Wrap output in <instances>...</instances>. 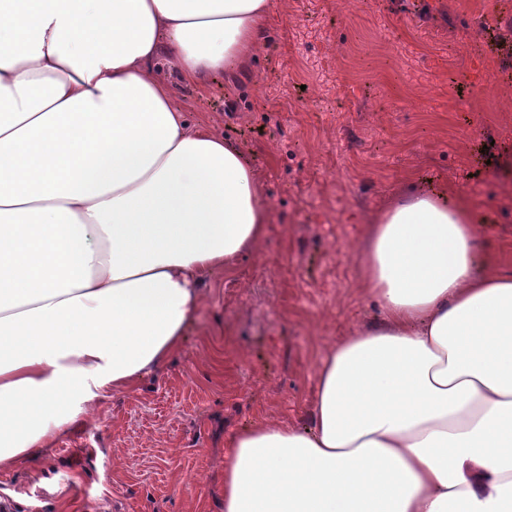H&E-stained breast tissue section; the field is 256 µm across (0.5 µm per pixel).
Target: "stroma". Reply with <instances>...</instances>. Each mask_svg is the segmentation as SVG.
<instances>
[{
  "label": "stroma",
  "instance_id": "stroma-1",
  "mask_svg": "<svg viewBox=\"0 0 512 512\" xmlns=\"http://www.w3.org/2000/svg\"><path fill=\"white\" fill-rule=\"evenodd\" d=\"M162 76L254 171L267 235L163 371L0 472L13 512H223L225 439L307 428L321 354L376 323L357 252L400 192L465 193L512 270V0H273L246 69Z\"/></svg>",
  "mask_w": 512,
  "mask_h": 512
}]
</instances>
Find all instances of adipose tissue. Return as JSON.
<instances>
[{
    "label": "adipose tissue",
    "mask_w": 512,
    "mask_h": 512,
    "mask_svg": "<svg viewBox=\"0 0 512 512\" xmlns=\"http://www.w3.org/2000/svg\"><path fill=\"white\" fill-rule=\"evenodd\" d=\"M273 0H0V470L181 348L200 285L263 240L242 155L163 67L246 68ZM466 197L369 225L379 321L322 355L310 426L224 442V512H512V273Z\"/></svg>",
    "instance_id": "adipose-tissue-1"
}]
</instances>
